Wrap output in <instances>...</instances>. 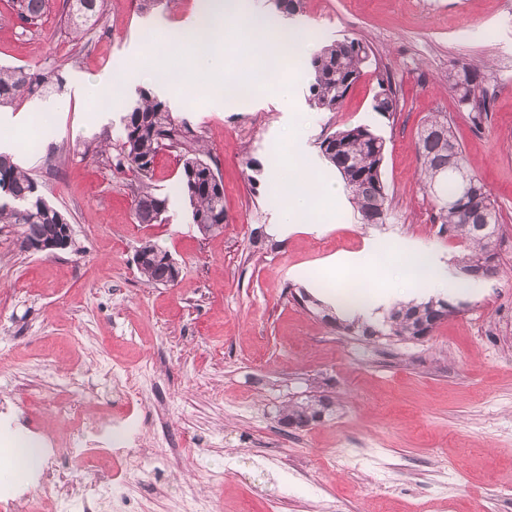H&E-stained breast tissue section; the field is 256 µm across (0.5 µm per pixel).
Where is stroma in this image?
<instances>
[{
	"label": "stroma",
	"instance_id": "1",
	"mask_svg": "<svg viewBox=\"0 0 512 512\" xmlns=\"http://www.w3.org/2000/svg\"><path fill=\"white\" fill-rule=\"evenodd\" d=\"M507 0H303L289 17L317 42L355 38L371 64L341 107L308 103L302 63L291 65L290 101L275 94L213 100L179 81L137 74L142 56L174 27L189 28L199 0L144 12L139 0H106L102 20L73 36L63 0H49L39 25L23 26L0 0V65L62 82L0 109V136L20 150L41 193L64 212L74 249L55 256L20 250L0 231V408L18 413L17 437L74 442L38 402L41 392L74 405L78 422L104 413L144 439L138 479L119 478L123 512H180L192 483L199 508L221 512H512V37L489 27ZM484 72L476 95L487 108L475 127L448 90V72ZM389 74L398 109H372L379 74ZM88 85L86 95L73 93ZM203 137L224 183V232L203 238L175 195L181 164L160 151L152 186L168 195L170 220L139 224L136 177L94 158L141 88ZM447 113L468 169L485 183L503 226L494 277L455 296L460 312L417 341L366 339L295 302L296 285L324 298L351 281L348 260L364 243L392 253L431 254L445 274L466 250L440 233L419 182L416 132L429 113ZM369 125L386 141L382 177L392 219L363 225L349 197L314 204L317 230L273 235L282 193L268 158L296 143L318 182L339 181L319 145L330 133ZM181 268L171 286L144 282L133 256L143 240ZM135 378L137 405L114 402L103 374ZM78 375L90 388L67 387ZM332 397L336 410L300 430L282 427L288 402ZM194 448L170 458V442Z\"/></svg>",
	"mask_w": 512,
	"mask_h": 512
}]
</instances>
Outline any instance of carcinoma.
Returning a JSON list of instances; mask_svg holds the SVG:
<instances>
[{
    "label": "carcinoma",
    "mask_w": 512,
    "mask_h": 512,
    "mask_svg": "<svg viewBox=\"0 0 512 512\" xmlns=\"http://www.w3.org/2000/svg\"><path fill=\"white\" fill-rule=\"evenodd\" d=\"M47 0H13L16 17L25 25L39 24ZM64 16L67 27L80 35L96 26L102 16V0H66ZM369 60L367 47L357 39L332 40L316 46L305 60L309 80L310 105L324 112H334L349 89L359 80ZM482 75L474 66L448 71V90L459 105L469 106ZM47 76L24 67L0 66V107L37 97L45 90ZM372 109L393 114L397 102L393 93L379 82ZM385 140L367 125L339 129L320 143L324 159L340 174L348 187L362 224H384L390 216L388 188L382 178ZM455 149L454 160L448 148ZM171 148L179 153L182 169L178 194L191 208L194 224L208 225L207 235L224 232V184L210 163L201 136L190 122L170 112L152 91L142 89L135 104L121 119V128L112 150L118 169L137 174L138 186L133 199V215L139 224L166 221L167 197L155 193L151 185L158 151ZM417 151L421 164V182L435 210L434 221L444 233L465 241L468 250L457 260V277L464 283L488 278L498 271L497 242L503 235L500 215L485 185L470 174L463 152L451 130L448 117L429 113L417 131ZM475 183L476 192L464 195L463 179ZM491 224L493 235L485 237L479 225ZM68 217L51 205L41 194L28 169L11 154L0 153V224L14 228L22 250H29L38 239L57 235ZM147 259L137 265L144 281L164 285L174 279L175 268L169 253L149 240L140 244ZM458 312L453 302L438 298L426 302L400 304L377 325L361 323L355 318L339 328L366 338L396 336L419 339L428 336L435 326ZM334 401L326 395L311 396L287 405L281 412L290 429H303L333 412Z\"/></svg>",
    "instance_id": "cac0c4a2"
}]
</instances>
